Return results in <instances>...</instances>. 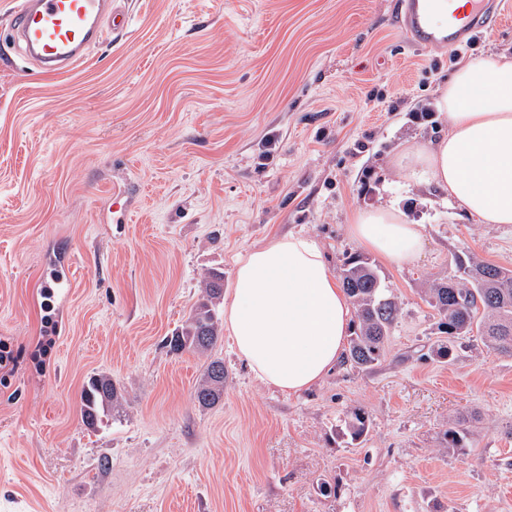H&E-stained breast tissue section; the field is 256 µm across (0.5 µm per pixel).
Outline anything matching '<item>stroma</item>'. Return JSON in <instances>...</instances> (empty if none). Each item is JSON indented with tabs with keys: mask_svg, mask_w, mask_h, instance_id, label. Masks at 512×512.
Returning <instances> with one entry per match:
<instances>
[{
	"mask_svg": "<svg viewBox=\"0 0 512 512\" xmlns=\"http://www.w3.org/2000/svg\"><path fill=\"white\" fill-rule=\"evenodd\" d=\"M15 2L0 0V512H512V357L474 338L434 358L425 300L460 250L512 269V225L392 163L447 135L434 91L459 63L512 55V12L450 54L409 42L399 0H128L126 40L46 79L7 38ZM389 204L426 246L377 264L400 307L378 365L338 362L288 396L225 335L224 395L200 407L206 356L163 340L204 279L285 233L338 271L360 250L351 214ZM52 257L72 291L47 313ZM99 373L123 399L91 431L80 393ZM356 410L369 433L352 446Z\"/></svg>",
	"mask_w": 512,
	"mask_h": 512,
	"instance_id": "obj_1",
	"label": "stroma"
}]
</instances>
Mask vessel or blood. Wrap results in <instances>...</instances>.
<instances>
[{"instance_id": "obj_1", "label": "vessel or blood", "mask_w": 512, "mask_h": 512, "mask_svg": "<svg viewBox=\"0 0 512 512\" xmlns=\"http://www.w3.org/2000/svg\"><path fill=\"white\" fill-rule=\"evenodd\" d=\"M401 0L399 25L417 47L457 51L504 18L503 0ZM131 25L121 0H19L11 15L9 38L47 77L87 59L105 35L120 39Z\"/></svg>"}]
</instances>
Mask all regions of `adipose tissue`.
<instances>
[{
  "mask_svg": "<svg viewBox=\"0 0 512 512\" xmlns=\"http://www.w3.org/2000/svg\"><path fill=\"white\" fill-rule=\"evenodd\" d=\"M448 134L409 144L396 158L411 179L429 175L482 224H512V58L465 62L435 97ZM349 234L396 266L415 263L424 227L395 208L356 211ZM352 326L349 297L319 243L278 235L241 256L224 300V327L254 375L285 394L321 381L336 366Z\"/></svg>",
  "mask_w": 512,
  "mask_h": 512,
  "instance_id": "1",
  "label": "adipose tissue"
}]
</instances>
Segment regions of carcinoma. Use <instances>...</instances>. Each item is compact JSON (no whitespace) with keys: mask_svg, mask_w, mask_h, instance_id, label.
Returning a JSON list of instances; mask_svg holds the SVG:
<instances>
[{"mask_svg":"<svg viewBox=\"0 0 512 512\" xmlns=\"http://www.w3.org/2000/svg\"><path fill=\"white\" fill-rule=\"evenodd\" d=\"M459 280H450L431 289L428 304L439 317L438 329L448 335L436 356L448 359L454 342L476 337L489 351L512 357V269L489 262H477L468 253L456 256ZM342 286L353 299L360 330L350 339L346 360L356 367H370L385 352V343L398 318V306L383 286L376 268L357 255L342 261ZM223 293L221 278L211 277L205 294L194 305L180 331L166 339L170 350L208 352L220 338L217 309ZM224 360L209 359L195 400L202 407L216 404L224 394ZM122 394L112 378L97 374L89 378L81 393L82 421L94 430L103 418L112 415ZM368 431V420L358 411L346 424V436L354 443Z\"/></svg>","mask_w":512,"mask_h":512,"instance_id":"cac0c4a2","label":"carcinoma"}]
</instances>
